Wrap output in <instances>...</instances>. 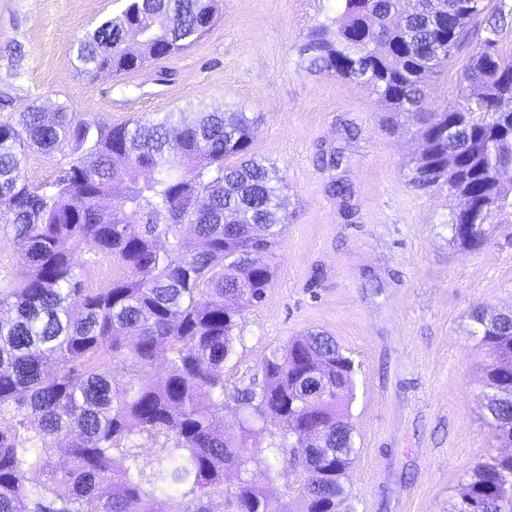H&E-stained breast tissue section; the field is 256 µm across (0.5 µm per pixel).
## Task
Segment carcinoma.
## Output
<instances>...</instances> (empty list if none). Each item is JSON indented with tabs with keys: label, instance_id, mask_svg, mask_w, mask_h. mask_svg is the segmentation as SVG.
Masks as SVG:
<instances>
[{
	"label": "carcinoma",
	"instance_id": "cac0c4a2",
	"mask_svg": "<svg viewBox=\"0 0 512 512\" xmlns=\"http://www.w3.org/2000/svg\"><path fill=\"white\" fill-rule=\"evenodd\" d=\"M223 0H127L75 43L76 69L120 75L177 53L206 32ZM336 0L335 15L296 46L310 70L373 88L390 124L413 123L427 149L411 168L422 191L458 199L444 221L463 248L488 243L493 215L512 212V61L486 64L512 26V10L485 0ZM484 36L470 56L466 107L426 112V79L464 43L476 18ZM189 121L164 112L112 125L52 117L30 104L0 124V224L27 266L0 291V512H285L271 499L250 444L256 423L282 425L273 451L301 478L304 512H338L354 452L348 407L353 360L336 340L309 332L262 361L261 390L233 400L241 431H224V364L239 341V303H260L273 271L261 259L281 234L284 178L250 153L257 118L205 107ZM65 160L44 185L22 179L24 150ZM119 190L121 205L103 214ZM189 224L193 236L182 228ZM475 224L474 234L459 225ZM94 243L123 274L103 291L84 287L73 250ZM488 348L487 422L512 445V312L470 315ZM117 363L133 376L119 380ZM165 367L153 373L155 365ZM165 438L145 472L131 436ZM70 465L53 466L59 447ZM236 472L237 482L226 481ZM512 512V455L475 464L454 512L471 498Z\"/></svg>",
	"mask_w": 512,
	"mask_h": 512
}]
</instances>
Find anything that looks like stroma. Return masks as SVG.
<instances>
[{
  "label": "stroma",
  "instance_id": "stroma-1",
  "mask_svg": "<svg viewBox=\"0 0 512 512\" xmlns=\"http://www.w3.org/2000/svg\"><path fill=\"white\" fill-rule=\"evenodd\" d=\"M336 0H224L205 35L120 76L88 78L74 44L124 0H0V123L30 103L121 124L197 106L256 116L251 151L285 178L289 221L266 260L260 304L243 303L226 389L260 376L264 356L310 331L333 336L355 362L349 421L354 462L340 512H452L471 468L503 454L486 420L488 349L473 311H512V216H497L477 250L444 226L457 201L408 181L425 149L413 127L387 130L371 87L310 71L294 45L333 15ZM482 35L428 82L427 107L459 106L460 81ZM358 128L350 139L345 125ZM342 151L341 167L318 165ZM346 179L350 200L327 191Z\"/></svg>",
  "mask_w": 512,
  "mask_h": 512
}]
</instances>
